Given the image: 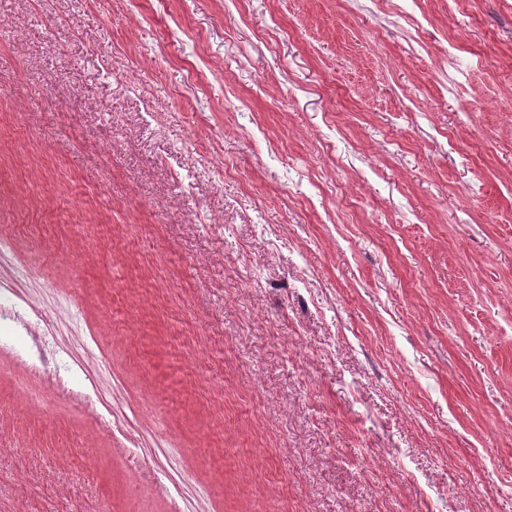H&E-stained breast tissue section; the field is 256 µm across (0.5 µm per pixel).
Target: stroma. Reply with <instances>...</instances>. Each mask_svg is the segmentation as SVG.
I'll list each match as a JSON object with an SVG mask.
<instances>
[{
  "instance_id": "1",
  "label": "stroma",
  "mask_w": 512,
  "mask_h": 512,
  "mask_svg": "<svg viewBox=\"0 0 512 512\" xmlns=\"http://www.w3.org/2000/svg\"><path fill=\"white\" fill-rule=\"evenodd\" d=\"M414 15L0 0V512H512V0Z\"/></svg>"
}]
</instances>
